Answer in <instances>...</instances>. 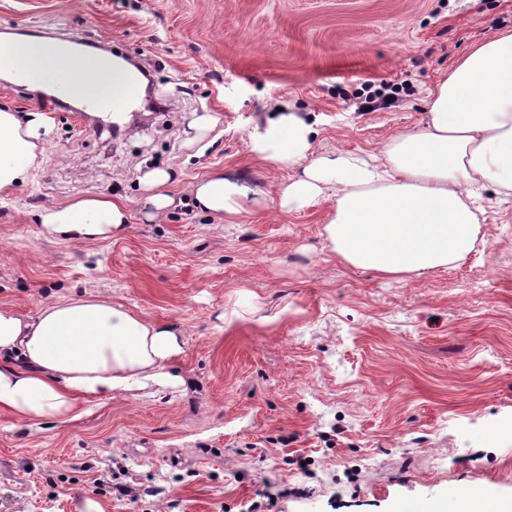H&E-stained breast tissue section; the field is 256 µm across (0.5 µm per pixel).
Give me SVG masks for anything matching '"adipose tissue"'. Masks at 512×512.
Masks as SVG:
<instances>
[{
	"instance_id": "1",
	"label": "adipose tissue",
	"mask_w": 512,
	"mask_h": 512,
	"mask_svg": "<svg viewBox=\"0 0 512 512\" xmlns=\"http://www.w3.org/2000/svg\"><path fill=\"white\" fill-rule=\"evenodd\" d=\"M53 126L41 112L0 108V195L28 184ZM313 129L296 114L269 120L250 150L302 168L279 191L282 210L331 193L332 252L355 269L405 280L446 268L474 249V202L490 183L512 195V28L472 45L430 91L423 124L393 135L379 155L310 160ZM250 186L214 173L193 186L201 210L233 220ZM44 234L76 244L122 233V204L86 196L39 211ZM179 330L106 297L71 296L24 318L0 305V413L18 427L77 417L79 404L181 382L170 371Z\"/></svg>"
}]
</instances>
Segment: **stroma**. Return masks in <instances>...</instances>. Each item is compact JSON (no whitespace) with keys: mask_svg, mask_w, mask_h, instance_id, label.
<instances>
[{"mask_svg":"<svg viewBox=\"0 0 512 512\" xmlns=\"http://www.w3.org/2000/svg\"><path fill=\"white\" fill-rule=\"evenodd\" d=\"M31 25L135 59L169 98L115 140L51 113L33 183L0 202V304L105 295L177 325L183 383L27 431L1 413L0 512H242L266 485L259 512H512V197L487 185L470 255L397 282L331 252L330 197L282 211L293 170L249 151L286 103L311 159L378 153L512 0H0V46ZM380 83L401 90L363 109ZM151 168L175 200L160 217ZM215 172L257 192L230 223L192 202ZM88 195L125 204L121 237L42 234L43 205ZM170 179L169 174L164 170H152L144 177V184L151 194L147 201L156 209L157 212H162L167 209L172 200L163 192V188L167 185Z\"/></svg>","mask_w":512,"mask_h":512,"instance_id":"obj_1","label":"stroma"}]
</instances>
